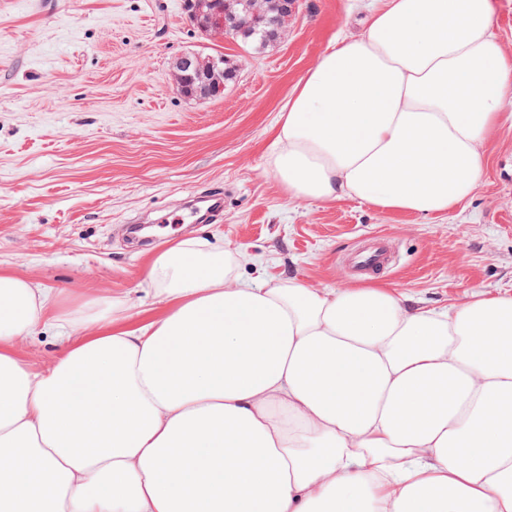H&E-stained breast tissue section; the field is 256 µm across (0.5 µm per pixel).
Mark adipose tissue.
I'll list each match as a JSON object with an SVG mask.
<instances>
[{
  "label": "adipose tissue",
  "mask_w": 512,
  "mask_h": 512,
  "mask_svg": "<svg viewBox=\"0 0 512 512\" xmlns=\"http://www.w3.org/2000/svg\"><path fill=\"white\" fill-rule=\"evenodd\" d=\"M494 0H385L289 96V195L419 216L473 194L512 113ZM188 238L170 311L65 309L0 271V512H512V294L413 308L371 282L241 279ZM89 325L93 335H79ZM53 327L44 373L15 341Z\"/></svg>",
  "instance_id": "ef3b65f1"
}]
</instances>
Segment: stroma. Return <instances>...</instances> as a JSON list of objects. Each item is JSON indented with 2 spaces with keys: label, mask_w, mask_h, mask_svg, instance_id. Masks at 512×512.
<instances>
[{
  "label": "stroma",
  "mask_w": 512,
  "mask_h": 512,
  "mask_svg": "<svg viewBox=\"0 0 512 512\" xmlns=\"http://www.w3.org/2000/svg\"><path fill=\"white\" fill-rule=\"evenodd\" d=\"M376 6L299 0L281 42L255 51L202 36L184 0H0V271L65 308L122 301L138 325L169 310L149 272L183 239L237 251L248 281L336 288L352 283L346 256L382 232L395 260L376 279L412 306L512 293L511 128L489 143L469 201L441 216L294 200L268 168L289 95ZM186 53L238 61L223 96L176 91L171 64ZM204 191L223 197L220 219L186 209ZM16 348L35 371L65 351L49 331Z\"/></svg>",
  "instance_id": "35a3bbf8"
}]
</instances>
